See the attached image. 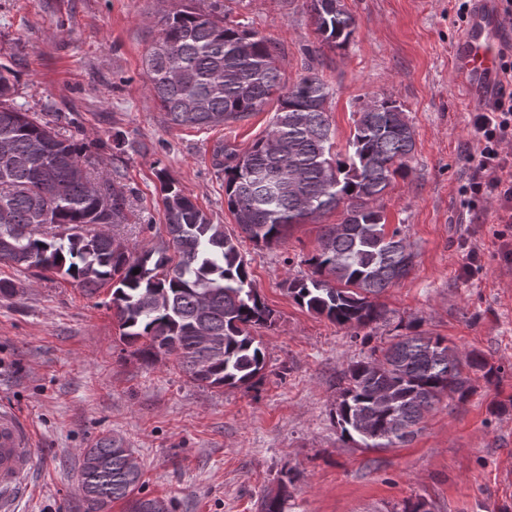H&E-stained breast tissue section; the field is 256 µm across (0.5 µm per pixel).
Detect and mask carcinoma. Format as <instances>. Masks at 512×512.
Segmentation results:
<instances>
[{"label":"carcinoma","mask_w":512,"mask_h":512,"mask_svg":"<svg viewBox=\"0 0 512 512\" xmlns=\"http://www.w3.org/2000/svg\"><path fill=\"white\" fill-rule=\"evenodd\" d=\"M308 2L322 44L345 48L353 17L339 0ZM158 24L143 70L168 124L218 126L276 101L268 132L250 150L215 153L224 167V202L241 233L271 246L293 226L345 205L341 222L324 225L306 260L311 273L289 280L287 291L341 327L385 321L373 298L407 277L415 258L400 229L386 231L376 205L392 180L407 174L415 149L402 107L383 97L358 108L342 153L327 115L333 89L318 73L282 84L277 46L237 23L222 24L212 10H171ZM16 92L15 75L1 64L0 263L53 272L89 294L110 283L122 340L143 359L173 355L210 388L252 385L265 367L252 330L273 326L275 313L254 287L237 239L163 174L166 245L133 256L112 235L92 232V225L127 220L130 198L101 167V153H124L128 143L119 132L92 144L65 136L57 127L66 116L38 118L15 101ZM478 373L488 384L497 376L478 351L462 355L440 336L397 335L343 372L333 418L344 440L395 448L421 431L443 396L467 402ZM140 479L110 438L82 453L86 512L119 500L128 512H154V500L135 495ZM293 481L284 473L261 512H284Z\"/></svg>","instance_id":"cac0c4a2"}]
</instances>
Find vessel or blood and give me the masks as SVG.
<instances>
[{"label": "vessel or blood", "mask_w": 512, "mask_h": 512, "mask_svg": "<svg viewBox=\"0 0 512 512\" xmlns=\"http://www.w3.org/2000/svg\"><path fill=\"white\" fill-rule=\"evenodd\" d=\"M501 19L497 0H478L455 47L456 69L473 100H482L500 81ZM33 436L12 410L0 408V512H14V499L33 467Z\"/></svg>", "instance_id": "1"}]
</instances>
